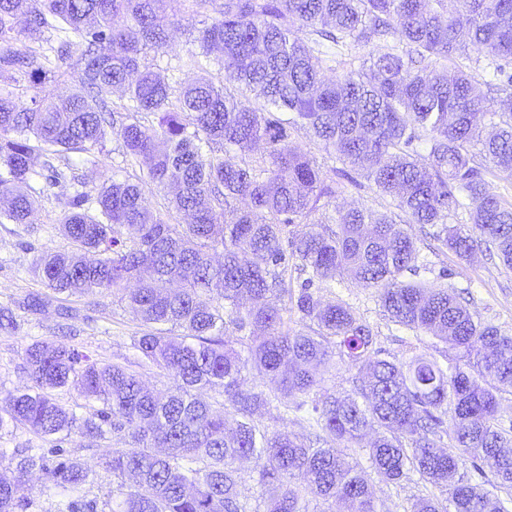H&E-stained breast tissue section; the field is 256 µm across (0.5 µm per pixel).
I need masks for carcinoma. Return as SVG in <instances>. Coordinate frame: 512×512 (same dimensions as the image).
Segmentation results:
<instances>
[{
    "label": "carcinoma",
    "mask_w": 512,
    "mask_h": 512,
    "mask_svg": "<svg viewBox=\"0 0 512 512\" xmlns=\"http://www.w3.org/2000/svg\"><path fill=\"white\" fill-rule=\"evenodd\" d=\"M177 3L207 14L182 61L200 76L184 85L144 62L166 43L163 22ZM44 30L57 36L52 59L9 47ZM471 46L492 74L484 95L463 63ZM361 48L369 52L359 67L325 78L330 61ZM75 50L72 92H42L53 61ZM214 61L219 84L208 77ZM0 77L34 89L25 102L0 92V223H27L36 200L20 186L42 175L58 183L74 170L72 155H85L61 222L74 249L38 256L32 273L56 297L112 295L143 323L164 325L133 348L172 379L156 395L122 365L35 340L23 354L33 389L9 396L0 432L24 428L49 441L109 426L127 437L130 447L106 462L117 479L109 512H249L238 491L244 460L259 469L265 512H310L311 498L319 512H377L349 453L370 433L377 476L395 483L412 470L438 490L410 512H507L457 473L468 460L512 487V433L499 425L496 396L512 389V336L474 319L455 288L414 279L421 252L404 225L436 228L434 240L460 259L485 252L512 269V202L487 180L512 177V105L503 106L512 102V0H0ZM117 89L126 104L109 120ZM294 128L389 198L384 210L314 218L336 191L288 142ZM111 134L125 156L148 160L149 180L188 223L150 210L138 183L97 182L88 154ZM461 210L466 232L449 225ZM290 266L307 274L296 290ZM346 274L377 290L393 323L435 336L463 364L400 360L375 346L348 303L320 295ZM288 311L316 330H281ZM248 326L262 335L243 358L226 336ZM17 330L0 307V336ZM335 356L362 374L351 393L320 387ZM248 370L268 377L292 411L317 415L323 435L260 427L254 415L273 399L246 387ZM216 387L233 418L202 397ZM62 388L94 404L91 415L60 403ZM2 459L12 469L0 475V512L32 508L19 492L35 471L42 481L32 494L89 483L80 461L51 463L41 448H0ZM57 512H97V502L68 498Z\"/></svg>",
    "instance_id": "cac0c4a2"
}]
</instances>
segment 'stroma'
I'll return each instance as SVG.
<instances>
[{
    "instance_id": "1",
    "label": "stroma",
    "mask_w": 512,
    "mask_h": 512,
    "mask_svg": "<svg viewBox=\"0 0 512 512\" xmlns=\"http://www.w3.org/2000/svg\"><path fill=\"white\" fill-rule=\"evenodd\" d=\"M177 20L167 46L152 56L158 67L177 66L179 57L185 55L196 34L198 14L185 9L178 13ZM95 156L98 182L108 183L115 179L141 182L148 206L167 212L170 223H182L181 215L168 211L164 191L148 181L145 163L126 157L117 137H110L102 149L96 150ZM31 185L38 204L30 223L0 224V306L13 308L19 324L15 335L0 337V400L29 383L22 360L27 344L35 339H62V329L67 325L76 331L70 343L81 354L101 363L124 365L154 390L169 388L168 376L151 363L142 361L133 348L134 337L142 335L145 327L118 299L91 294L61 296L42 312L21 309L20 304L28 294L47 291L31 272L34 259L43 253L72 248L60 225L74 194L73 186L67 182L50 186L41 178L33 179ZM410 232L417 238L428 264L427 269L421 271L420 280L435 286L446 281L456 288L468 289L471 309L482 320L512 333V270L481 253L462 260L449 251L432 252L427 247L424 228L415 224ZM444 267L450 272L445 281L439 276ZM323 296L349 303L372 326L377 346L398 358H408L411 352L417 351L443 365H455V352L449 346L390 322L382 311L375 289L346 280L324 290ZM65 308L71 310L72 319L62 317L61 311ZM58 445L67 456L80 460L95 472L93 482L82 489V496L100 504L107 501L114 479L105 461L111 457L113 449L125 447V440L112 433L97 438L75 433L62 437ZM374 492L378 512H406L414 498L431 494L432 488L421 482L417 473L410 472L396 483L375 481Z\"/></svg>"
}]
</instances>
